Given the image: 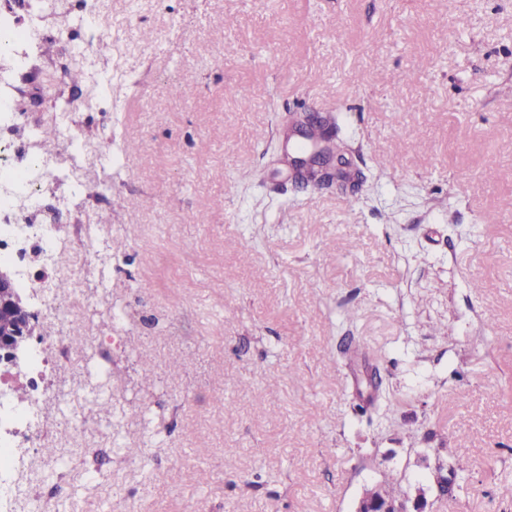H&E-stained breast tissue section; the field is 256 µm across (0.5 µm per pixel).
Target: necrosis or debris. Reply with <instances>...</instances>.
Masks as SVG:
<instances>
[{"instance_id": "obj_1", "label": "necrosis or debris", "mask_w": 512, "mask_h": 512, "mask_svg": "<svg viewBox=\"0 0 512 512\" xmlns=\"http://www.w3.org/2000/svg\"><path fill=\"white\" fill-rule=\"evenodd\" d=\"M50 34L65 40L80 38L78 29H52L42 18L35 19L23 29L0 21V46L15 49L14 69L1 71L0 83H11L12 73L17 72L22 76L25 89L33 93L40 91V76L29 71L27 59L35 55L39 44ZM23 118L15 104L0 106V263L12 265L19 280L24 282L29 277V255H37L51 266L63 250L76 245L82 248L85 259L73 267V276L84 281L97 280L101 267L92 257L99 252L98 230L91 224L61 221V214L78 212L85 203L68 195L67 182L56 181L55 164L50 157L37 152L35 141L16 138V128ZM50 180L56 181L57 190L47 195L42 186ZM63 347L62 336L47 334L41 337L39 347L30 358L18 365L14 377L27 388L29 402L26 410H18L0 395V424L20 421L27 428L26 436L20 441L15 440L13 433H0V512H16L8 490L26 476L29 449L40 447L45 438V428L35 422L46 404L42 366L47 351Z\"/></svg>"}]
</instances>
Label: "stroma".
Listing matches in <instances>:
<instances>
[{"label":"stroma","mask_w":512,"mask_h":512,"mask_svg":"<svg viewBox=\"0 0 512 512\" xmlns=\"http://www.w3.org/2000/svg\"><path fill=\"white\" fill-rule=\"evenodd\" d=\"M89 16L112 32L111 56L87 50L97 99H22L32 124L71 112L79 149H44L77 157L79 218L122 247L61 300L96 303L60 332L120 337L111 363L82 347L45 370L50 438L100 449L109 473L69 512H354L388 473L425 512H512V0H94ZM309 110L346 113L357 195L278 191L283 118ZM372 361L389 401L369 416ZM106 369L112 413L77 434L56 398ZM458 464L439 497L437 467Z\"/></svg>","instance_id":"35a3bbf8"}]
</instances>
